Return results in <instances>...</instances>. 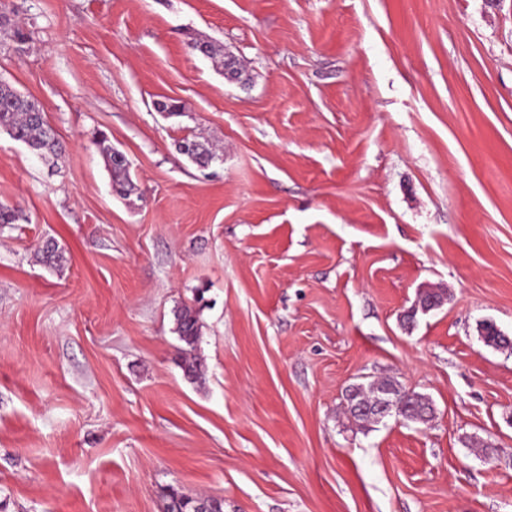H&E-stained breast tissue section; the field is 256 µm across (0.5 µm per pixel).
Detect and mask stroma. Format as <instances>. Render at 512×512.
Returning <instances> with one entry per match:
<instances>
[{
    "mask_svg": "<svg viewBox=\"0 0 512 512\" xmlns=\"http://www.w3.org/2000/svg\"><path fill=\"white\" fill-rule=\"evenodd\" d=\"M1 79L66 153L0 132V512H512V0H0ZM177 147L180 153L186 155L200 168L209 167L211 163L219 157V155L212 148L188 137H185L180 142H178ZM105 142L106 140L103 138L99 142V146L112 175V187L118 194L127 197L131 188L130 172L128 166L124 165L121 160L122 155L120 154L123 153L112 148V145H105ZM117 155H120L119 159L116 158ZM174 322V331L183 343L180 350L185 373L188 377H196L201 370L194 353L201 330L197 312L189 307L177 309L174 312ZM372 385L373 384L369 386L368 390L363 387L362 391H357L352 400L348 398L354 394L358 386L352 388L347 394L348 409L354 417L356 416L352 412V409L356 414L366 416L376 423L383 422L387 417L395 416L401 417L407 422L425 424L434 417V407L431 400L428 397L410 390L405 391L400 389L399 392H394L384 389L379 390L376 386V395L370 404H355L363 397L362 392L366 395H373ZM414 401L417 404V410L408 413L407 407ZM418 404H420V406H418ZM356 418L369 421L368 419Z\"/></svg>",
    "mask_w": 512,
    "mask_h": 512,
    "instance_id": "35a3bbf8",
    "label": "stroma"
}]
</instances>
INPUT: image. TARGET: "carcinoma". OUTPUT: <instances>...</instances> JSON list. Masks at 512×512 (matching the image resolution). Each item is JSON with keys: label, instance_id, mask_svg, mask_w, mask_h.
<instances>
[{"label": "carcinoma", "instance_id": "obj_1", "mask_svg": "<svg viewBox=\"0 0 512 512\" xmlns=\"http://www.w3.org/2000/svg\"><path fill=\"white\" fill-rule=\"evenodd\" d=\"M7 133L13 140L25 144L33 155L48 162H57L65 155V147L56 137L45 119L43 109L32 99L18 93L10 84L0 81V132ZM99 146L112 175L113 189L125 197L128 195L130 172L128 166L117 158L120 151L105 141ZM178 150L200 168H207L218 159V154L205 144L185 137L178 142ZM174 331L180 342L181 360L185 373L195 377L200 372V363L195 356L201 325L197 312L183 307L174 312Z\"/></svg>", "mask_w": 512, "mask_h": 512}]
</instances>
